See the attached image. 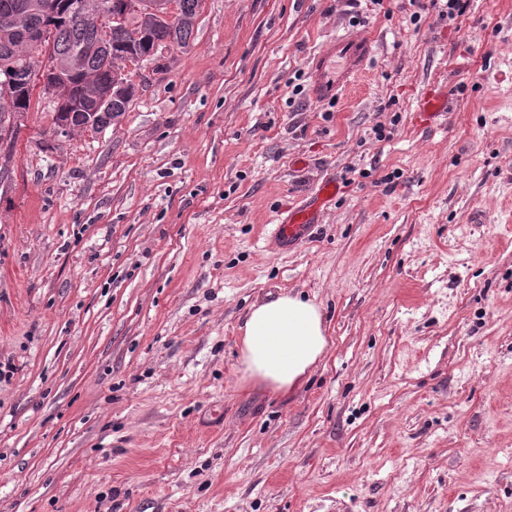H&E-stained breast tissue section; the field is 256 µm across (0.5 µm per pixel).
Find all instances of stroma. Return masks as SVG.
I'll return each mask as SVG.
<instances>
[{"instance_id":"stroma-1","label":"stroma","mask_w":512,"mask_h":512,"mask_svg":"<svg viewBox=\"0 0 512 512\" xmlns=\"http://www.w3.org/2000/svg\"><path fill=\"white\" fill-rule=\"evenodd\" d=\"M384 6L331 103L336 0H203L110 126L60 133L47 94L12 116L0 512H512V0L452 26ZM326 176L313 235L272 253L264 225ZM283 294L331 339L287 394L238 356ZM374 53L368 35L345 33L336 37L316 58L315 96L322 100L339 98L364 73ZM448 112V94L445 91L424 95L415 110L416 118L420 122L428 121L432 117Z\"/></svg>"}]
</instances>
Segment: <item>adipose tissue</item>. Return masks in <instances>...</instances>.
Listing matches in <instances>:
<instances>
[{
  "label": "adipose tissue",
  "mask_w": 512,
  "mask_h": 512,
  "mask_svg": "<svg viewBox=\"0 0 512 512\" xmlns=\"http://www.w3.org/2000/svg\"><path fill=\"white\" fill-rule=\"evenodd\" d=\"M329 343L319 306L284 294L251 306L242 326L239 361L245 379L285 394L304 384Z\"/></svg>",
  "instance_id": "adipose-tissue-1"
}]
</instances>
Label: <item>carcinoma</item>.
Here are the masks:
<instances>
[{"instance_id": "1", "label": "carcinoma", "mask_w": 512, "mask_h": 512, "mask_svg": "<svg viewBox=\"0 0 512 512\" xmlns=\"http://www.w3.org/2000/svg\"><path fill=\"white\" fill-rule=\"evenodd\" d=\"M44 0H0V84L9 81L12 89L0 88V129L17 112L32 107L35 82L34 66L47 58L52 66L60 59L77 57L80 65L69 78V95L56 113L55 121H66L80 130L95 128V113L89 98L87 78L102 85L111 75L113 64L128 53H145L153 43L181 46L188 43L203 0H168L173 4L172 21L154 22L150 4L139 0L140 11L133 14L123 8L124 0H97L105 14L121 18L112 23L108 45L93 52L87 48L100 41L95 26L82 21L64 7L55 13L43 11Z\"/></svg>"}]
</instances>
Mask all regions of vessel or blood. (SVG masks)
I'll list each match as a JSON object with an SVG mask.
<instances>
[{
  "label": "vessel or blood",
  "instance_id": "obj_1",
  "mask_svg": "<svg viewBox=\"0 0 512 512\" xmlns=\"http://www.w3.org/2000/svg\"><path fill=\"white\" fill-rule=\"evenodd\" d=\"M373 53L374 42L370 36L351 33L338 36L317 55L316 97L323 100L340 97L364 73ZM447 110L448 95L439 91L423 96L415 113L419 121L425 122ZM336 194V180H322L309 199L289 208L287 215L278 217L274 224L269 225L267 237L271 248L285 253L300 246Z\"/></svg>",
  "mask_w": 512,
  "mask_h": 512
}]
</instances>
